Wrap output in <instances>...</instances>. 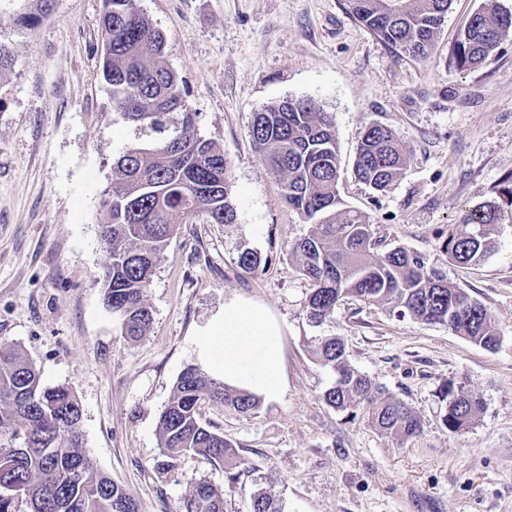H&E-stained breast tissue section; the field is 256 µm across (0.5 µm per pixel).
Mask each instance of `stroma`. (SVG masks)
I'll return each mask as SVG.
<instances>
[{
    "label": "stroma",
    "mask_w": 512,
    "mask_h": 512,
    "mask_svg": "<svg viewBox=\"0 0 512 512\" xmlns=\"http://www.w3.org/2000/svg\"><path fill=\"white\" fill-rule=\"evenodd\" d=\"M481 2L452 0L434 57L420 60L394 54L344 0H138L167 38L197 135L231 162L236 221L179 225L146 292L151 329L134 343L103 299L98 226L115 160L158 135L128 122L102 79L103 0H56L32 30L14 23L28 0H0V41L13 51L0 71V346L22 349L44 385L75 393L86 456L141 512H177L201 478L223 489L224 512H250L260 489L284 512H512V213L502 212L501 247L481 265L446 263L440 251L468 212L499 203L512 173V35L478 68L455 61ZM285 98L332 115L344 207L375 224L385 249L442 265L483 303L502 336L496 350L353 298L310 324V284L287 256L309 226L250 136L255 112ZM372 123L408 149L383 192L354 169ZM246 248L267 257L262 273L238 268ZM235 296L266 303L284 323L288 389L251 416L201 405L202 422L239 447L237 482L191 454L175 474H158V415L197 362L194 340ZM318 336L341 337L353 367L412 407L418 436L403 442L327 406L334 377L313 352ZM449 383L483 401L457 433L442 422Z\"/></svg>",
    "instance_id": "35a3bbf8"
}]
</instances>
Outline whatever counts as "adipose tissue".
<instances>
[{"mask_svg": "<svg viewBox=\"0 0 512 512\" xmlns=\"http://www.w3.org/2000/svg\"><path fill=\"white\" fill-rule=\"evenodd\" d=\"M284 343V325L268 305L233 297L195 347L201 365L225 385L277 401L288 386Z\"/></svg>", "mask_w": 512, "mask_h": 512, "instance_id": "ef3b65f1", "label": "adipose tissue"}]
</instances>
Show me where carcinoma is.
<instances>
[{
  "instance_id": "1",
  "label": "carcinoma",
  "mask_w": 512,
  "mask_h": 512,
  "mask_svg": "<svg viewBox=\"0 0 512 512\" xmlns=\"http://www.w3.org/2000/svg\"><path fill=\"white\" fill-rule=\"evenodd\" d=\"M36 11L14 19L26 29L39 25L52 0H35ZM452 0H347L352 17L401 56L429 59ZM102 77L125 118L162 134L156 143L131 146L113 164L112 194L103 203L100 228L107 260L102 285L106 303L125 336L139 341L152 323L145 300L156 266L174 235L177 220L203 217L232 224L230 161L214 142L197 136L195 113L183 97L176 74L166 64L164 34L140 11L137 0H104L101 19ZM512 33V12L498 0H483L460 34L456 64L481 65ZM250 136L260 160L279 178L283 198L309 233L288 245V258L312 285L306 308L311 322L327 320L343 298L386 304L402 316L448 326L486 350L501 341L489 310L448 281L446 272L404 248L380 250L375 225L359 211L342 207L333 117L307 99L286 98L254 114ZM405 148L383 125L366 127L355 169L377 191L391 188L403 174ZM221 184L220 193L213 186ZM501 204L470 213L448 231L440 251L454 265L477 266L499 246L489 226L512 208V176L501 188ZM267 261L242 250L237 266L247 274L264 271ZM315 354L334 375L322 394L330 407L354 414L368 407V422L379 432L407 441L421 421L407 404L352 367L343 340L316 338ZM446 401L442 422L448 431L468 428L482 400L463 387L440 389ZM209 400L242 415L256 413L262 399L211 378L198 367L178 377L171 399L159 414L164 473L178 468L186 453L212 465L244 464L237 446L202 423L200 405ZM82 406L65 385L42 384L35 365L19 348L0 347V512H140L135 495L93 468L82 451ZM179 512H224V492L205 479L192 483ZM250 512H282L267 491H256Z\"/></svg>"
}]
</instances>
